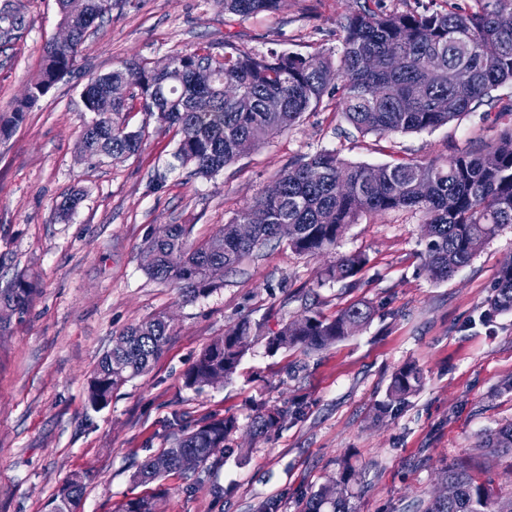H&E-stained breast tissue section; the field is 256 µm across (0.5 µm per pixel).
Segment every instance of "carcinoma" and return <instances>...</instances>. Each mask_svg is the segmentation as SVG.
Here are the masks:
<instances>
[{
	"label": "carcinoma",
	"instance_id": "1",
	"mask_svg": "<svg viewBox=\"0 0 512 512\" xmlns=\"http://www.w3.org/2000/svg\"><path fill=\"white\" fill-rule=\"evenodd\" d=\"M74 24V37L66 45L43 48L40 73L32 84L34 94L0 113V135L19 127L42 97V90L71 73L86 41L87 27L112 10V0H59ZM278 0H224V12L239 18L276 9ZM0 37L9 40L22 27L17 11L0 14ZM340 65L331 56L271 50L265 54L240 51L224 43V54L207 48L172 54V70L154 75L145 64L126 61L110 72L91 76L85 87L84 107L97 112L105 81L127 79L134 85L131 98L162 126L175 127L180 140L175 153L193 174L212 176L238 158L239 141L257 147L271 135L294 126L304 113L315 109L323 97L336 98V111L363 133L393 134L430 130L477 111L484 98L499 86L512 84V0H448L443 11L398 12L364 4L339 26ZM437 72L434 82L426 70ZM204 97L208 108H195ZM128 103L115 101L112 111L81 132L88 160L102 157L114 162L136 154L142 133L129 131L123 119ZM322 170L318 182L307 179L309 169ZM412 209L423 213L425 264L436 281H445L467 265L479 248L503 226L512 224V127L480 150H465L428 163L400 161L391 165H357L335 152H320L283 171L248 208L208 240L195 245L183 224L170 225L166 238L152 237L142 248L143 268L154 280L178 288L186 301L208 295L220 287L217 276L239 265L269 241L280 239L281 225L292 228L288 245L309 256L336 246L346 227L362 212ZM254 225L251 241L238 236L237 225ZM178 250L183 264L174 269L167 255ZM361 254L340 257L328 269L336 281L354 277L365 265ZM34 294L33 282L20 273L0 289V307L22 313ZM496 311L512 310V265L502 266L490 300ZM374 308L353 302L327 318L306 311L268 337L277 351L301 346L325 348L365 326ZM170 323L163 317L127 327L112 350L99 360L88 380V401L104 408L112 392L127 381L147 373L163 352ZM261 335V325L237 323L213 340L184 374V385L201 389L231 378L251 341ZM421 383L413 367L399 369L392 378L387 402L378 412L414 393ZM288 411L258 413L252 428L268 434L282 427ZM236 427L231 417H211L182 434L168 448L143 461L137 478L153 482L182 471L186 455L196 465L207 464L224 449ZM485 447L512 455V424L485 435ZM446 480L458 488L448 500L429 498L423 512H507L512 497L504 498L486 483H479L459 465L444 470ZM351 473L346 471L301 498L300 512H355L348 494ZM82 483L67 481L49 512L64 504H78ZM152 498H135L121 512H155Z\"/></svg>",
	"mask_w": 512,
	"mask_h": 512
}]
</instances>
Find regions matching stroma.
Here are the masks:
<instances>
[{"mask_svg":"<svg viewBox=\"0 0 512 512\" xmlns=\"http://www.w3.org/2000/svg\"><path fill=\"white\" fill-rule=\"evenodd\" d=\"M361 0H280L246 19L224 0H112L108 21L85 42L75 74L56 83L24 123L0 139V289L25 273L36 291L0 332V512H45L66 480L80 476L78 512H119L156 496L159 512H256L267 500L298 512L302 495L352 469L356 512H422L442 472L462 464L502 496L512 495V457L491 454L484 433L512 422V312L489 306L512 225L487 240L445 281L424 260L423 217L366 212L336 247L316 257L271 242L225 272L207 296L184 301L150 278L141 248L163 225L183 224L191 242L209 239L252 205L288 167L320 151L382 165L428 162L490 144L504 119L473 112L431 131L363 134L334 106L247 151L216 176L193 175L175 158L180 136L131 101L128 130L138 153L120 163L83 161L79 139L92 118L88 77L136 57L162 67L172 53L207 46L241 51L341 55L340 21ZM24 27L0 45V112L24 99L47 40L59 32L57 0H0ZM83 199L68 220L57 208ZM367 262L354 281L326 279L343 255ZM374 306L353 336L319 349L269 352L266 337L306 310L331 317L351 302ZM165 316L171 336L152 369L92 408L87 379L115 336ZM261 324L232 379L196 390L184 373L215 338L242 320ZM411 365L420 390L378 415L394 373ZM291 406L278 431L255 436L258 409ZM212 415L238 427L203 467L135 482L146 457Z\"/></svg>","mask_w":512,"mask_h":512,"instance_id":"stroma-1","label":"stroma"}]
</instances>
